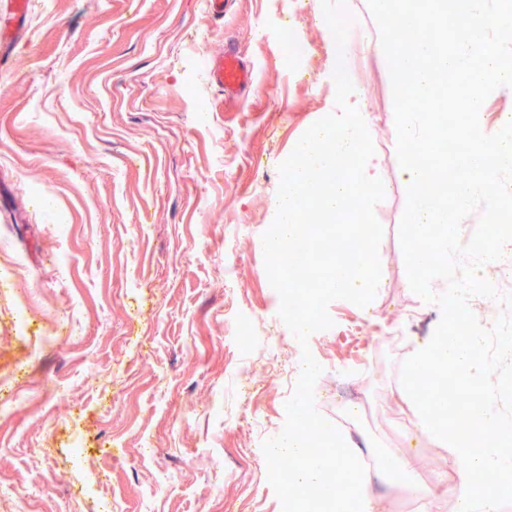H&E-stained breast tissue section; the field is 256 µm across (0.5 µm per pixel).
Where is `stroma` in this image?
Returning <instances> with one entry per match:
<instances>
[{
    "mask_svg": "<svg viewBox=\"0 0 512 512\" xmlns=\"http://www.w3.org/2000/svg\"><path fill=\"white\" fill-rule=\"evenodd\" d=\"M348 3L362 32L346 40L350 68L384 158V286L363 308L331 302L333 327L311 335L315 408L326 413L337 384L359 387L378 419L359 420L349 445L415 471L418 449L437 466L449 459L400 383L441 314L408 283V183L379 29L367 0ZM288 27L311 56L283 49ZM228 41L257 74L232 103L203 67ZM15 58L0 88V243L19 262L18 277L0 276V485L40 495L10 512H282L262 444L285 423L302 352L270 322L262 235L279 164L338 110L321 0H233L220 21L206 0H53L48 19L30 0ZM23 285L36 303L21 322ZM246 361L253 391L240 384ZM49 382L61 395H46ZM395 410L414 427L403 441L386 424ZM431 489L448 494L416 478L366 493L385 512Z\"/></svg>",
    "mask_w": 512,
    "mask_h": 512,
    "instance_id": "stroma-1",
    "label": "stroma"
}]
</instances>
